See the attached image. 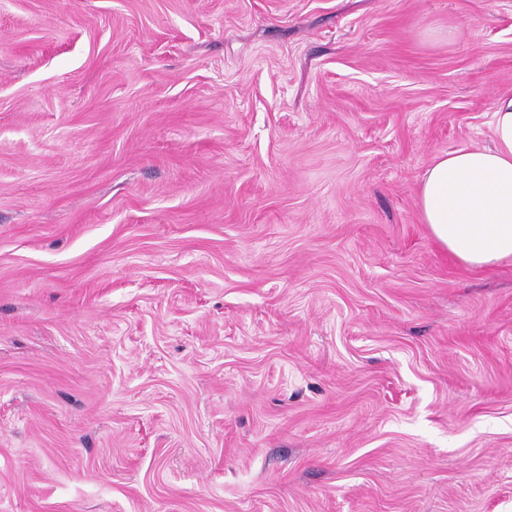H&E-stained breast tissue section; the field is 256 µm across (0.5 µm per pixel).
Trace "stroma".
Returning a JSON list of instances; mask_svg holds the SVG:
<instances>
[{
  "label": "stroma",
  "mask_w": 512,
  "mask_h": 512,
  "mask_svg": "<svg viewBox=\"0 0 512 512\" xmlns=\"http://www.w3.org/2000/svg\"><path fill=\"white\" fill-rule=\"evenodd\" d=\"M512 0H0V512H512V263L416 204Z\"/></svg>",
  "instance_id": "stroma-1"
}]
</instances>
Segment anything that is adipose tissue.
Returning a JSON list of instances; mask_svg holds the SVG:
<instances>
[{
    "label": "adipose tissue",
    "mask_w": 512,
    "mask_h": 512,
    "mask_svg": "<svg viewBox=\"0 0 512 512\" xmlns=\"http://www.w3.org/2000/svg\"><path fill=\"white\" fill-rule=\"evenodd\" d=\"M492 144L445 153L424 172L417 205L439 245L488 269L512 261V94L500 95Z\"/></svg>",
    "instance_id": "ef3b65f1"
}]
</instances>
